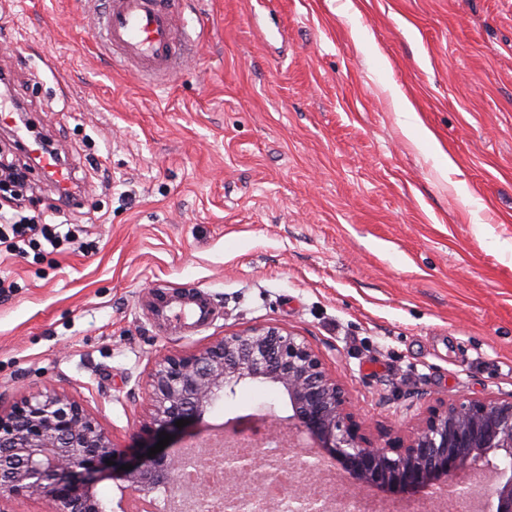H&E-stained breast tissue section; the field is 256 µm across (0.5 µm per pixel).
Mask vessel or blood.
Returning <instances> with one entry per match:
<instances>
[{
  "mask_svg": "<svg viewBox=\"0 0 512 512\" xmlns=\"http://www.w3.org/2000/svg\"><path fill=\"white\" fill-rule=\"evenodd\" d=\"M177 0H106L90 19V30L110 48L125 71L141 80L170 78L192 47L176 37ZM152 316L170 328H195L210 319L213 308L205 296H170L152 301Z\"/></svg>",
  "mask_w": 512,
  "mask_h": 512,
  "instance_id": "obj_1",
  "label": "vessel or blood"
}]
</instances>
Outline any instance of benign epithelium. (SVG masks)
Segmentation results:
<instances>
[{"instance_id": "1", "label": "benign epithelium", "mask_w": 512, "mask_h": 512, "mask_svg": "<svg viewBox=\"0 0 512 512\" xmlns=\"http://www.w3.org/2000/svg\"><path fill=\"white\" fill-rule=\"evenodd\" d=\"M277 384L290 400L292 420L322 449V458L359 485L418 492L438 504L472 472L501 476L493 494L496 512H512V394L474 399L465 395L427 404L407 437L370 438L361 431L345 388L325 367L306 337L276 326L225 336L194 352L175 353L149 374L146 419L127 445H119L76 400L52 390L20 395L0 410V512L11 501L34 499L43 512H110L94 485L110 477L123 490L148 493L168 485L191 460L187 454L147 456L162 438L184 439L175 422L190 423L245 380ZM113 465H107V461ZM230 478L226 506L232 512H280L282 502L262 496L254 482L267 469L260 449L244 454L223 448L218 459ZM130 464L132 469L121 466ZM294 484L282 490L296 512H344L345 500L309 492L303 475L321 474L302 454L288 457Z\"/></svg>"}]
</instances>
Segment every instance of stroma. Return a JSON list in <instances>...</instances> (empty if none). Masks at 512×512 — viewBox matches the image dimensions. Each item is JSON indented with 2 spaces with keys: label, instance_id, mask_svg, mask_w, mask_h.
Wrapping results in <instances>:
<instances>
[{
  "label": "stroma",
  "instance_id": "35a3bbf8",
  "mask_svg": "<svg viewBox=\"0 0 512 512\" xmlns=\"http://www.w3.org/2000/svg\"><path fill=\"white\" fill-rule=\"evenodd\" d=\"M88 8L0 0V70L84 195L73 244L0 256V407L54 390L124 445L155 362L272 325L307 338L370 435L512 392V0H180L194 56L162 83L113 63ZM400 96L436 147L406 136ZM181 291L210 321L154 325L146 299ZM292 413L244 382L192 432L274 430L285 451Z\"/></svg>",
  "mask_w": 512,
  "mask_h": 512
}]
</instances>
